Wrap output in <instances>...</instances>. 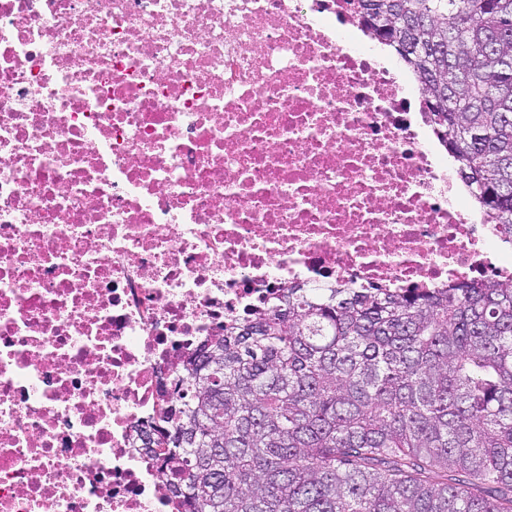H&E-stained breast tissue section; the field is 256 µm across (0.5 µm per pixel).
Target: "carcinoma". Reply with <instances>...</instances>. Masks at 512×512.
I'll use <instances>...</instances> for the list:
<instances>
[{
  "label": "carcinoma",
  "mask_w": 512,
  "mask_h": 512,
  "mask_svg": "<svg viewBox=\"0 0 512 512\" xmlns=\"http://www.w3.org/2000/svg\"><path fill=\"white\" fill-rule=\"evenodd\" d=\"M512 234V0H356ZM183 512H512V281L285 289L184 366Z\"/></svg>",
  "instance_id": "carcinoma-1"
}]
</instances>
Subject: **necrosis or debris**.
I'll return each instance as SVG.
<instances>
[{
    "label": "necrosis or debris",
    "instance_id": "necrosis-or-debris-1",
    "mask_svg": "<svg viewBox=\"0 0 512 512\" xmlns=\"http://www.w3.org/2000/svg\"><path fill=\"white\" fill-rule=\"evenodd\" d=\"M347 0H0V512H180L140 432L284 288L512 279Z\"/></svg>",
    "mask_w": 512,
    "mask_h": 512
}]
</instances>
